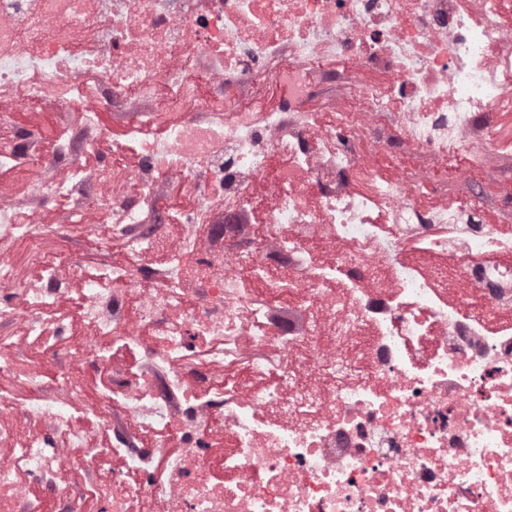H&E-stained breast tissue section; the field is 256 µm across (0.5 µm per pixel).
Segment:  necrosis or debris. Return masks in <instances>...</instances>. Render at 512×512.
<instances>
[{
    "label": "necrosis or debris",
    "mask_w": 512,
    "mask_h": 512,
    "mask_svg": "<svg viewBox=\"0 0 512 512\" xmlns=\"http://www.w3.org/2000/svg\"><path fill=\"white\" fill-rule=\"evenodd\" d=\"M505 75L512 0H0V168L42 172L0 182V237L40 241L65 197L141 263L172 262L166 288L125 264L88 282L91 340L71 354L92 362L105 336L168 363L162 378L112 365L90 427L35 387L0 402V421L35 424L0 447V512H88L85 472L104 512H512V236L482 223L454 166L476 143L493 156ZM28 110L85 122L47 147L15 126ZM115 110L174 121L125 167L95 127ZM161 172L193 194L183 221L206 225L204 253L164 233ZM448 172L467 206L426 201ZM408 240L438 265L406 261ZM35 260L38 286L0 303V326L51 354L39 321L73 264ZM205 336L222 347L200 361Z\"/></svg>",
    "instance_id": "obj_1"
}]
</instances>
